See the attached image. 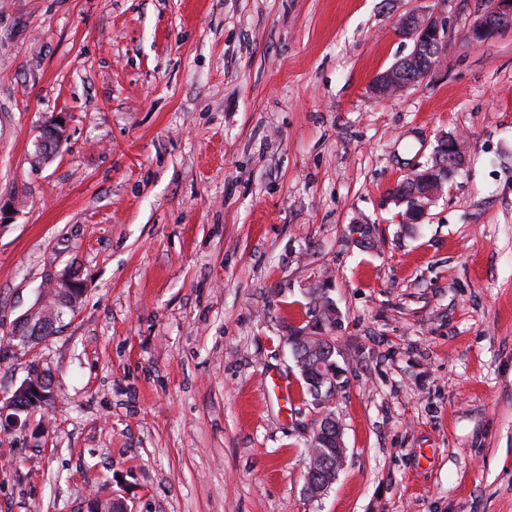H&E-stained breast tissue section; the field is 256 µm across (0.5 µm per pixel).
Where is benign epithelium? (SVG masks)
<instances>
[{"label":"benign epithelium","mask_w":512,"mask_h":512,"mask_svg":"<svg viewBox=\"0 0 512 512\" xmlns=\"http://www.w3.org/2000/svg\"><path fill=\"white\" fill-rule=\"evenodd\" d=\"M512 26V0H494L489 12L482 14L468 29L467 39L472 43H481L503 29ZM401 33L413 41V50L396 65L378 74L369 91L378 99L392 98L414 83L401 79L403 68H412L418 74V80L425 81L437 68L438 62L420 54L421 45L436 42L446 45L447 27L438 17L421 12L405 14L399 23ZM68 137L66 122L56 118L46 124L36 142L38 155L46 160L53 157V151ZM412 184L411 194L397 197L395 201L402 206L410 203V210L419 219L428 214L431 206L443 195L444 185L440 179H433L430 173L416 168L408 177ZM62 288L72 294L68 308L75 309L84 293V283L76 273L65 270L49 276L45 289L39 292L31 307L13 324L11 338L19 346H28L45 336L55 334L59 315L50 307L46 298V288ZM55 396L53 376L50 369L39 362L29 366L27 376L13 391L11 397L0 407V431H17L26 428L31 416L40 407L50 405Z\"/></svg>","instance_id":"obj_1"}]
</instances>
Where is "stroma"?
Returning a JSON list of instances; mask_svg holds the SVG:
<instances>
[{
    "label": "stroma",
    "mask_w": 512,
    "mask_h": 512,
    "mask_svg": "<svg viewBox=\"0 0 512 512\" xmlns=\"http://www.w3.org/2000/svg\"><path fill=\"white\" fill-rule=\"evenodd\" d=\"M484 8L0 0V402L32 361L56 379L0 433V512H512V29L467 42ZM411 11L446 21L443 62L379 101ZM58 116L68 138L35 165ZM446 132L466 162L407 230L390 192ZM70 265L76 312L11 347ZM326 278L347 458L312 498L321 411L286 336ZM48 287H51L49 295L51 298L54 297V305L61 292L53 288L67 289L72 294V301L67 305L71 310L76 308L84 293V283L75 272L64 270L59 274L50 275L31 307L13 324L10 335L12 341L17 342L13 347L28 346L37 343L45 336L55 334L61 315H57L55 309L48 305L45 289Z\"/></svg>",
    "instance_id": "obj_1"
}]
</instances>
